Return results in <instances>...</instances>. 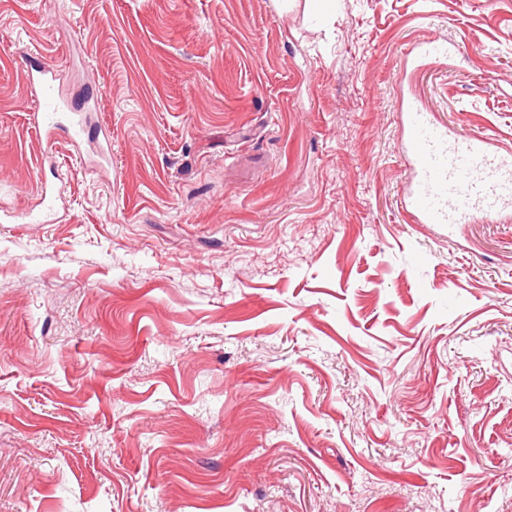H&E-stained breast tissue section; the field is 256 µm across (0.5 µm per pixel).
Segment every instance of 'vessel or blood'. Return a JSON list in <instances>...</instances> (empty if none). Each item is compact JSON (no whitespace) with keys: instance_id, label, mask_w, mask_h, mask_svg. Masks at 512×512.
I'll return each mask as SVG.
<instances>
[{"instance_id":"b4317fda","label":"vessel or blood","mask_w":512,"mask_h":512,"mask_svg":"<svg viewBox=\"0 0 512 512\" xmlns=\"http://www.w3.org/2000/svg\"><path fill=\"white\" fill-rule=\"evenodd\" d=\"M448 55L440 43L413 47L410 70L402 74L401 83H409L413 72L442 64ZM26 67L32 122L43 138L46 155H54L61 132L70 145L81 146L88 136L86 113L60 96L57 70L36 55L27 56ZM402 112V148L413 172L406 208L416 223L459 224L474 215L492 220L512 203V157L493 153L490 137L476 133L451 139L445 125L410 100ZM59 198L56 184H44L41 210L1 208L0 221L48 222Z\"/></svg>"}]
</instances>
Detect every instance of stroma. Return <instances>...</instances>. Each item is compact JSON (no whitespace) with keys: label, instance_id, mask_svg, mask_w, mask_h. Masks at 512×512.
Masks as SVG:
<instances>
[{"label":"stroma","instance_id":"stroma-1","mask_svg":"<svg viewBox=\"0 0 512 512\" xmlns=\"http://www.w3.org/2000/svg\"><path fill=\"white\" fill-rule=\"evenodd\" d=\"M437 41L413 99L512 154V0H0V207L27 53L112 137L0 223V512H512V205L403 206ZM448 55L449 49L440 43H428L413 47L410 52V72L406 70L401 75L400 85H410V78L413 72L442 64L447 60ZM60 199V192L54 183L45 182L42 187L43 207L37 212L21 211L1 208V223H45L49 222L56 214L57 202Z\"/></svg>","mask_w":512,"mask_h":512}]
</instances>
